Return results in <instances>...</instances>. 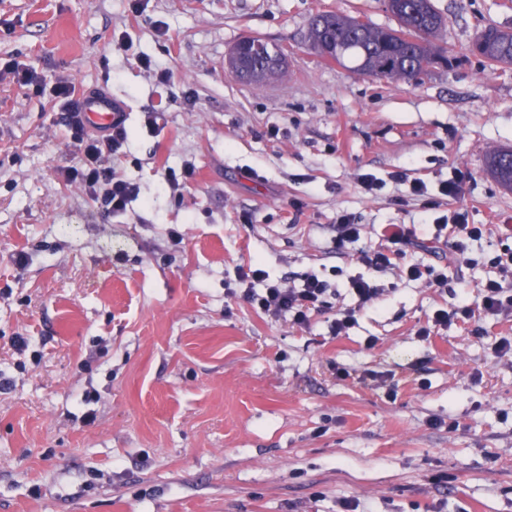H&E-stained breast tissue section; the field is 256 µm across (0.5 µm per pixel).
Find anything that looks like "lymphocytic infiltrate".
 <instances>
[{
	"label": "lymphocytic infiltrate",
	"mask_w": 512,
	"mask_h": 512,
	"mask_svg": "<svg viewBox=\"0 0 512 512\" xmlns=\"http://www.w3.org/2000/svg\"><path fill=\"white\" fill-rule=\"evenodd\" d=\"M60 101V119L70 129L72 143L78 156L76 166L66 174L67 181L80 185L91 198L99 201L106 213L117 215L139 194L135 183L120 178L109 167V159L121 157L127 140L125 124L113 126L111 131L96 132L86 128L78 112V90L72 83L61 80L54 88ZM489 230L488 225L469 223L465 213L439 216L430 224H389L383 234L384 242L377 247L361 246L362 228L354 217L337 212L334 226L336 248L350 261L362 266L360 274L348 279L351 303L339 300L337 289L313 273L304 274L301 286L270 280L268 273L257 265L237 266V281L244 287L243 297L264 315L279 318L289 316L293 325L309 326L313 317L332 311L329 325L331 336L346 335L357 321L358 313L367 305L380 300L385 293L376 282L377 276L392 274L400 279L418 281L436 292H446L448 273L445 270L414 262L410 251L419 239L427 238L449 243L458 264H469L467 244L479 240ZM263 284V291H255V284ZM491 315H512V295L507 294L502 282L486 279L478 286L474 302L453 309H436L423 335H430L432 327H448L460 320L474 317L476 312Z\"/></svg>",
	"instance_id": "lymphocytic-infiltrate-1"
}]
</instances>
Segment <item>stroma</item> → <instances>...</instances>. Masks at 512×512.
<instances>
[{"label": "stroma", "instance_id": "1", "mask_svg": "<svg viewBox=\"0 0 512 512\" xmlns=\"http://www.w3.org/2000/svg\"><path fill=\"white\" fill-rule=\"evenodd\" d=\"M434 3V42L454 61L402 81L321 61L306 41L319 11L396 27L384 0H148L139 14L130 0H0V67L43 80L0 74V512H340L345 499L357 512H512V360L495 353L512 316L425 338L461 288L387 275L382 300L335 338L327 315L301 330L227 294L250 261L345 291L360 268L333 242L340 210L371 246L386 224L512 216V192L485 170L512 146V67L468 50L478 25L512 28V0ZM246 35L287 49L283 77L255 86L225 70ZM63 77L129 107L114 169L140 193L122 214L66 181ZM187 163L170 196L168 171ZM457 170L460 200L428 212L407 197L408 181L433 193ZM508 247L485 234L462 273L441 244L412 257L512 287L489 262Z\"/></svg>", "mask_w": 512, "mask_h": 512}]
</instances>
